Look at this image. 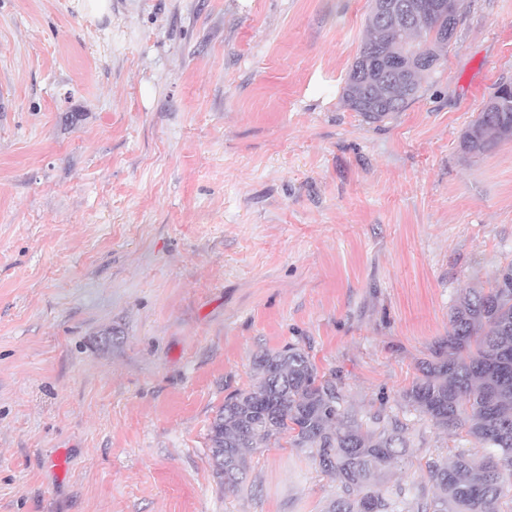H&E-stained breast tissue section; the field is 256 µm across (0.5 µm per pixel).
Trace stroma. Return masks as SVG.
I'll return each instance as SVG.
<instances>
[{
    "label": "stroma",
    "instance_id": "stroma-1",
    "mask_svg": "<svg viewBox=\"0 0 512 512\" xmlns=\"http://www.w3.org/2000/svg\"><path fill=\"white\" fill-rule=\"evenodd\" d=\"M371 0H0V512H325L340 484L269 441L241 490L208 430L306 349L361 415L397 416L380 476L485 456L402 393L462 289L512 261V141L461 137L512 82V0H464L414 100L341 101Z\"/></svg>",
    "mask_w": 512,
    "mask_h": 512
}]
</instances>
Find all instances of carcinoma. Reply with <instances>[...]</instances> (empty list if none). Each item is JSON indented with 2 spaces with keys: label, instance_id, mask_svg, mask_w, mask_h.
Listing matches in <instances>:
<instances>
[{
  "label": "carcinoma",
  "instance_id": "obj_1",
  "mask_svg": "<svg viewBox=\"0 0 512 512\" xmlns=\"http://www.w3.org/2000/svg\"><path fill=\"white\" fill-rule=\"evenodd\" d=\"M397 9L366 18L367 39L347 75L341 100L369 122L401 111L448 46L455 16L415 0H392ZM512 140V93L497 85L462 136L466 153L479 156ZM257 382L228 397L208 432L214 477L227 491L239 489L251 455L270 439L308 448L322 472L336 478L341 494L327 512H404L400 500L374 481L407 447L405 426L379 414L365 423L343 406L336 386L322 380L309 353L296 344L255 357ZM419 375L403 394L419 416L442 430L463 429L495 454H459L426 462L439 490L417 512H503L502 469L512 472V262L496 270L487 288H467L449 316L448 336L419 362Z\"/></svg>",
  "mask_w": 512,
  "mask_h": 512
}]
</instances>
